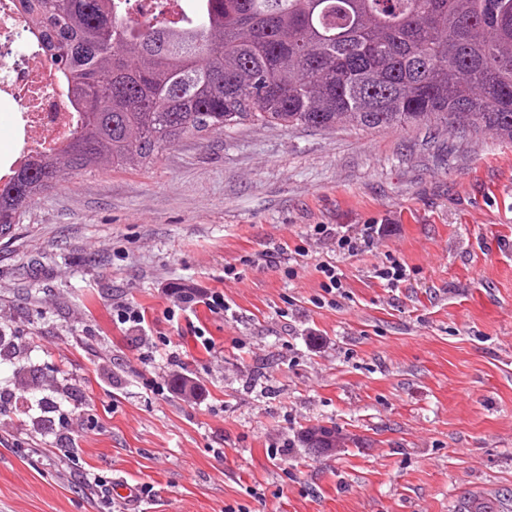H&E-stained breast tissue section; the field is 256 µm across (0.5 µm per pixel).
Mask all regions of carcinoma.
Returning a JSON list of instances; mask_svg holds the SVG:
<instances>
[{
    "instance_id": "carcinoma-1",
    "label": "carcinoma",
    "mask_w": 512,
    "mask_h": 512,
    "mask_svg": "<svg viewBox=\"0 0 512 512\" xmlns=\"http://www.w3.org/2000/svg\"><path fill=\"white\" fill-rule=\"evenodd\" d=\"M82 113L0 181V239L80 172L137 170L241 125H433L512 142V0H198L191 23L117 0H18Z\"/></svg>"
}]
</instances>
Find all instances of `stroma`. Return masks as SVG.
I'll list each match as a JSON object with an SVG mask.
<instances>
[{"mask_svg": "<svg viewBox=\"0 0 512 512\" xmlns=\"http://www.w3.org/2000/svg\"><path fill=\"white\" fill-rule=\"evenodd\" d=\"M313 224L384 232L345 257ZM301 242L287 277L271 252ZM388 253L412 269L395 288L373 276ZM323 261L345 276L325 305ZM177 288L221 289L229 310L171 326ZM116 300L149 330L113 325ZM179 375L198 397L150 392ZM317 424L356 441L314 455L300 433ZM99 479L150 493L109 501ZM472 496L512 512V142L188 135L148 168L72 176L0 240V512H459Z\"/></svg>", "mask_w": 512, "mask_h": 512, "instance_id": "obj_1", "label": "stroma"}]
</instances>
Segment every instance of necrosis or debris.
Returning a JSON list of instances; mask_svg holds the SVG:
<instances>
[{"label":"necrosis or debris","mask_w":512,"mask_h":512,"mask_svg":"<svg viewBox=\"0 0 512 512\" xmlns=\"http://www.w3.org/2000/svg\"><path fill=\"white\" fill-rule=\"evenodd\" d=\"M0 112L11 115L17 143L0 164L4 181L35 152L63 147L80 118L16 0H0Z\"/></svg>","instance_id":"1"}]
</instances>
